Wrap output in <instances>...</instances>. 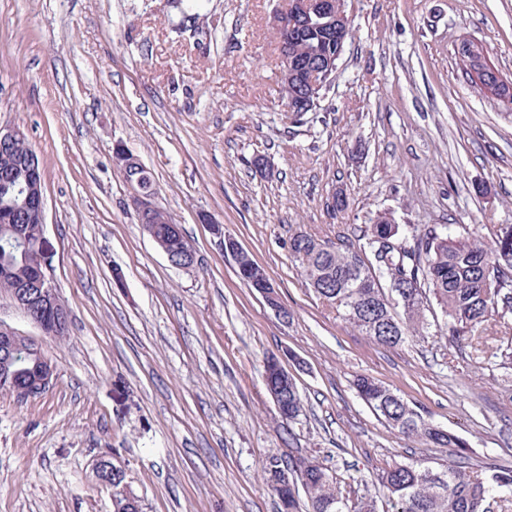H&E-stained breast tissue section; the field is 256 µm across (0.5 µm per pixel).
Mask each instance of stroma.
Returning <instances> with one entry per match:
<instances>
[{
  "instance_id": "1",
  "label": "stroma",
  "mask_w": 512,
  "mask_h": 512,
  "mask_svg": "<svg viewBox=\"0 0 512 512\" xmlns=\"http://www.w3.org/2000/svg\"><path fill=\"white\" fill-rule=\"evenodd\" d=\"M287 0H204L198 40L167 0H0V124L43 170V256L69 314L42 335L0 291V324L38 343L50 389L0 390V512H113L95 477L114 456L144 512H277L268 457L301 454L356 492L447 448L391 429L358 397L366 375L512 469V368L429 336L376 344L307 288L299 232L357 243L377 214L512 240V103L477 92L462 41L512 81V0H346L336 78L294 120L272 16ZM136 156L193 267L143 231L114 158ZM343 192L345 211L331 208ZM262 267L288 319L238 278L204 217ZM296 356L304 409L283 423L269 353Z\"/></svg>"
}]
</instances>
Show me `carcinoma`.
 Masks as SVG:
<instances>
[{
  "mask_svg": "<svg viewBox=\"0 0 512 512\" xmlns=\"http://www.w3.org/2000/svg\"><path fill=\"white\" fill-rule=\"evenodd\" d=\"M185 28L199 17L197 0H177ZM288 59H320L334 53L336 29L321 17L304 12L288 20ZM311 74L295 73L282 88L286 105L295 114L312 111L314 97ZM25 142L0 150V218L4 213L14 223H0V263L13 267V283L30 278L29 266L17 248L16 232L25 237L27 249L39 241V224L25 218L24 172L18 157ZM174 223L166 212L153 216L154 235L179 253L182 237L171 234ZM359 245L329 243L311 235L291 238L290 252L303 270L306 284L321 299L336 305L343 318L374 342L395 347L413 338H425L429 323L425 311L431 301L440 308L438 331L448 341L474 349L493 316L512 314V248L503 251L487 247L471 233L455 235L436 225L392 224L377 218L364 231ZM261 267L248 255L237 260V275L257 291ZM11 370L21 379L35 376L34 361L20 356ZM360 398L385 420L389 427L411 438L423 437L451 449L450 460L439 469L418 464L395 463L376 477L378 492L393 505L392 512H487L485 504L495 492L512 490V469L484 471L470 462L466 443L424 418L390 388L360 376L354 382ZM279 403L293 421L303 404L296 384H288ZM293 458L271 457L263 466L267 485L278 499L279 512H298V498L287 488L282 473L294 476L295 485L307 497V512H375L376 496L366 493L354 499L341 489L329 467L317 460L301 475H293Z\"/></svg>",
  "mask_w": 512,
  "mask_h": 512,
  "instance_id": "carcinoma-1",
  "label": "carcinoma"
}]
</instances>
